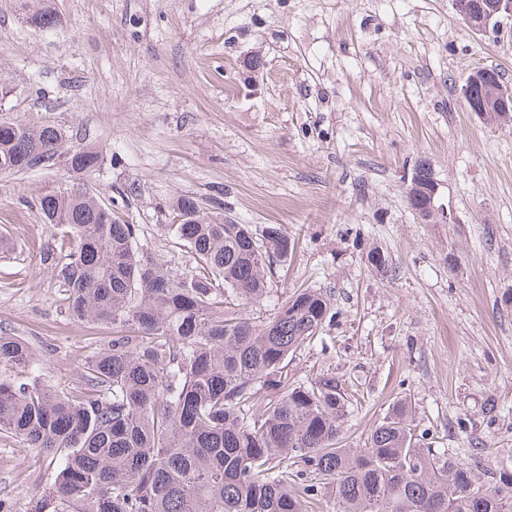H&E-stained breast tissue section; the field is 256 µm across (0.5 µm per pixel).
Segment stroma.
I'll use <instances>...</instances> for the list:
<instances>
[{
	"instance_id": "1",
	"label": "stroma",
	"mask_w": 512,
	"mask_h": 512,
	"mask_svg": "<svg viewBox=\"0 0 512 512\" xmlns=\"http://www.w3.org/2000/svg\"><path fill=\"white\" fill-rule=\"evenodd\" d=\"M43 11L51 26L34 23ZM482 68L512 86V33L473 32L453 0H0V123L100 153L86 175L0 172V234L17 241L0 253V334L28 342L49 385L79 391L116 331L71 317L42 260L58 233L41 199L82 187L188 271L167 226L190 196L295 242L244 317L268 320L298 288L330 294L326 338L285 371L344 381L347 446L404 396L438 448L512 466V121H483L464 97ZM422 163L447 223L408 204ZM54 479L49 458L0 437L5 512H53Z\"/></svg>"
}]
</instances>
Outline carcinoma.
<instances>
[{
	"mask_svg": "<svg viewBox=\"0 0 512 512\" xmlns=\"http://www.w3.org/2000/svg\"><path fill=\"white\" fill-rule=\"evenodd\" d=\"M502 77L483 69L482 109ZM78 174L99 152L64 145L60 131L0 124V171L55 159ZM43 223L62 231L45 259L71 315L130 334L112 337L70 394L51 388L18 336L0 335V435L57 462L58 512H512V469L483 480L416 434L407 399L395 401L364 448H343V384L283 375L289 354L334 318L318 289L295 291L260 323L236 313L268 293L267 264L294 248L281 226L258 234L200 214L181 198L169 230L196 266L178 273L137 244L138 228L90 193L54 194ZM224 281V289L212 281Z\"/></svg>",
	"mask_w": 512,
	"mask_h": 512,
	"instance_id": "cac0c4a2",
	"label": "carcinoma"
}]
</instances>
